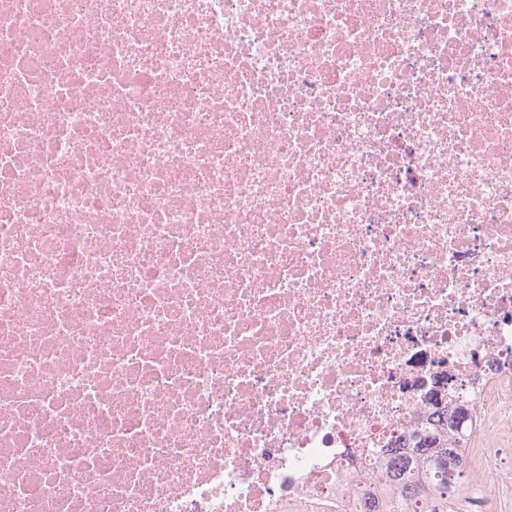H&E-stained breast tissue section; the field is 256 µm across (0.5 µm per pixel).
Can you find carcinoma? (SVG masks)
<instances>
[{
    "label": "carcinoma",
    "instance_id": "1",
    "mask_svg": "<svg viewBox=\"0 0 512 512\" xmlns=\"http://www.w3.org/2000/svg\"><path fill=\"white\" fill-rule=\"evenodd\" d=\"M446 426H428L411 434V447L396 451L385 463L386 476L401 491L396 512H448L469 484L464 448L471 416L461 408L445 416Z\"/></svg>",
    "mask_w": 512,
    "mask_h": 512
}]
</instances>
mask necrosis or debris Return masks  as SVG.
<instances>
[{
    "instance_id": "necrosis-or-debris-1",
    "label": "necrosis or debris",
    "mask_w": 512,
    "mask_h": 512,
    "mask_svg": "<svg viewBox=\"0 0 512 512\" xmlns=\"http://www.w3.org/2000/svg\"><path fill=\"white\" fill-rule=\"evenodd\" d=\"M512 410V0H0V512H365Z\"/></svg>"
}]
</instances>
